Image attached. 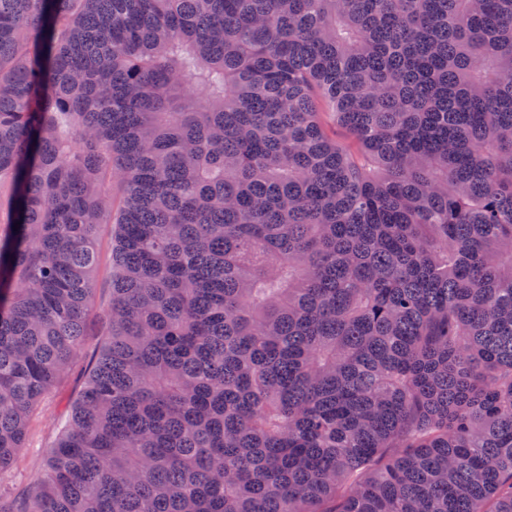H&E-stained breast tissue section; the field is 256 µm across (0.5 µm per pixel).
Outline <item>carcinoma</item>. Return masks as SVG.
Instances as JSON below:
<instances>
[{
  "label": "carcinoma",
  "mask_w": 512,
  "mask_h": 512,
  "mask_svg": "<svg viewBox=\"0 0 512 512\" xmlns=\"http://www.w3.org/2000/svg\"><path fill=\"white\" fill-rule=\"evenodd\" d=\"M101 224L0 512H512V0H0V473ZM114 228V224H101L97 231V265L94 275L96 291L81 347L65 374L31 415L26 446L15 458L9 472L0 479V491L3 494L20 495L42 478L47 452L57 438L61 422L84 386L90 361L106 338L105 311L111 301L109 284L112 278Z\"/></svg>",
  "instance_id": "cac0c4a2"
}]
</instances>
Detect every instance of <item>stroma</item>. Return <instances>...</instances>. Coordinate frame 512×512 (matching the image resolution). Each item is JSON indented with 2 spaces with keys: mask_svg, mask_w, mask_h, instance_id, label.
Returning <instances> with one entry per match:
<instances>
[{
  "mask_svg": "<svg viewBox=\"0 0 512 512\" xmlns=\"http://www.w3.org/2000/svg\"><path fill=\"white\" fill-rule=\"evenodd\" d=\"M114 227L100 225L96 236L97 265L93 307L87 317L82 344L65 374L47 393L29 420L25 448L15 458L10 470L0 477V492L12 496L26 492L43 476L46 456L58 435L61 422L81 392L88 365L105 340V312L111 301L112 244Z\"/></svg>",
  "mask_w": 512,
  "mask_h": 512,
  "instance_id": "1",
  "label": "stroma"
}]
</instances>
